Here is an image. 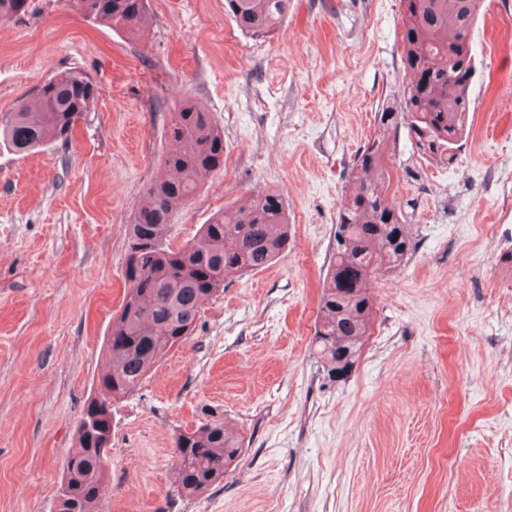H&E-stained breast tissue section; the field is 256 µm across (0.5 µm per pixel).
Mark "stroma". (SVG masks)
I'll return each mask as SVG.
<instances>
[{"label": "stroma", "instance_id": "stroma-1", "mask_svg": "<svg viewBox=\"0 0 512 512\" xmlns=\"http://www.w3.org/2000/svg\"><path fill=\"white\" fill-rule=\"evenodd\" d=\"M485 4L454 163L406 129L389 141L415 248L373 280L370 336L337 381L310 344L347 174L375 113L400 102L401 0H291L259 39L224 0H150L135 41L68 0H32L0 25V117L64 70L99 88L68 142L0 146V512L55 510L124 294V226L185 98L223 129L224 172L175 214L172 246L271 189L288 206V251L226 282L186 344L113 405L101 512H512V0ZM205 406L244 451L185 498L173 434Z\"/></svg>", "mask_w": 512, "mask_h": 512}]
</instances>
